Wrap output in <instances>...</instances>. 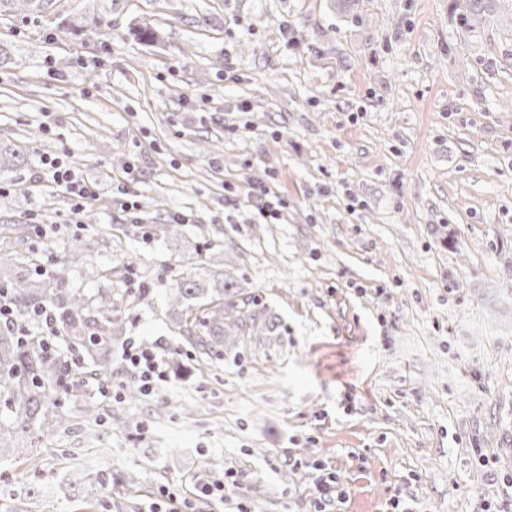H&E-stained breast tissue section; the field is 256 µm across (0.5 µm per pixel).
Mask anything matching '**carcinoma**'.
I'll return each mask as SVG.
<instances>
[{"label":"carcinoma","instance_id":"cac0c4a2","mask_svg":"<svg viewBox=\"0 0 512 512\" xmlns=\"http://www.w3.org/2000/svg\"><path fill=\"white\" fill-rule=\"evenodd\" d=\"M58 2L0 0V19L20 15L41 20L55 14ZM82 251L83 240L76 233L70 240L69 259L49 270L46 278L0 280L16 315L23 317L45 306L55 311L58 338L68 350L66 355L51 352L31 326V336L20 341L21 322L0 326V403L10 409L7 420H0V451L9 448L21 455L27 448L18 446V441H31L36 432L52 431L61 422L55 404L72 377L71 359L99 377L112 378L108 343L123 333L125 291L117 288L100 295L98 306L91 309L80 291L65 287L69 266ZM165 304L171 322L201 354L207 369L246 339L269 336L277 329L275 317L257 309L256 297L235 277L202 265L175 279L165 293ZM105 483L100 475L85 473L70 479L69 487L78 491L97 484L103 490Z\"/></svg>","mask_w":512,"mask_h":512}]
</instances>
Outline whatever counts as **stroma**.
<instances>
[{"label":"stroma","instance_id":"stroma-1","mask_svg":"<svg viewBox=\"0 0 512 512\" xmlns=\"http://www.w3.org/2000/svg\"><path fill=\"white\" fill-rule=\"evenodd\" d=\"M59 8L110 26L0 22V143L23 157L0 169V265L32 274L35 214L66 260L71 200L41 177L42 156H65L98 192L68 287L93 304L127 258L161 289L203 264L280 327L203 372L163 300L131 305L113 382L135 383L127 343L178 367L136 403L92 378L60 397L68 422L0 458V512H147L214 480L213 457L239 481L223 512H314L322 467L343 512H512V0L469 26L454 0ZM178 212L192 221L170 238L122 231ZM91 404L119 415L93 439ZM83 468L109 495L69 494Z\"/></svg>","mask_w":512,"mask_h":512}]
</instances>
